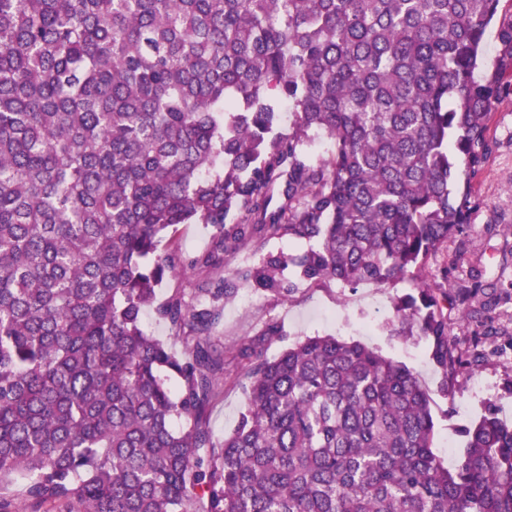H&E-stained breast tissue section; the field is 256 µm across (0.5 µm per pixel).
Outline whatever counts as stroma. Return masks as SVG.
<instances>
[{
	"label": "stroma",
	"mask_w": 512,
	"mask_h": 512,
	"mask_svg": "<svg viewBox=\"0 0 512 512\" xmlns=\"http://www.w3.org/2000/svg\"><path fill=\"white\" fill-rule=\"evenodd\" d=\"M489 163L473 182L479 205L469 215L465 237L452 238L426 264V273L441 265L448 268L449 284L469 280L479 270L478 285L485 295L512 288V73L492 107ZM415 279L394 285L364 284L346 287L331 279L300 285L288 300L240 286L224 303V319L214 333V343L224 352V396L210 409L208 423L215 437H223L238 424L246 395L236 359L238 344L249 342L268 319H276L284 334L265 342L267 357L278 356L288 345L313 336L331 335L376 348L382 355L406 365L422 381L431 399L435 423L433 450L450 465L462 461L461 432L495 403L501 416L512 419V299L502 298L495 310L497 335L487 337L485 355L478 367L463 371L448 390H441V374L431 359L428 343L416 330L401 328L394 311L398 296L410 292ZM253 305H246L245 296ZM481 381L482 397L472 395Z\"/></svg>",
	"instance_id": "1"
}]
</instances>
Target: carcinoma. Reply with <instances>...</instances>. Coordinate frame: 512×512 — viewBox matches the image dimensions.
Masks as SVG:
<instances>
[{
  "label": "carcinoma",
  "mask_w": 512,
  "mask_h": 512,
  "mask_svg": "<svg viewBox=\"0 0 512 512\" xmlns=\"http://www.w3.org/2000/svg\"><path fill=\"white\" fill-rule=\"evenodd\" d=\"M498 4L0 0V491L77 512H512V422L488 405L449 469L418 376L359 342L242 343L240 421L219 439L206 416L224 257L262 253L237 278L286 301L297 280L400 281L463 233L512 69L511 21L475 78ZM181 224L214 228L210 248L185 257ZM283 237L307 248L264 251ZM188 271L195 301L155 303ZM446 281L395 303L445 392L496 332L487 300L472 346L448 344V304L477 289Z\"/></svg>",
  "instance_id": "obj_1"
}]
</instances>
